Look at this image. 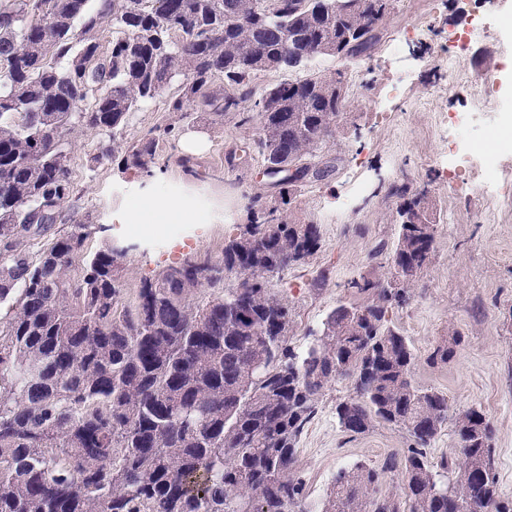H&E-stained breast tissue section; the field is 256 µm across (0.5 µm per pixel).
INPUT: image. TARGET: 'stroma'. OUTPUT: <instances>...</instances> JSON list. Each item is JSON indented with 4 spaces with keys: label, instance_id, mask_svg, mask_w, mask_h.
<instances>
[{
    "label": "stroma",
    "instance_id": "1",
    "mask_svg": "<svg viewBox=\"0 0 512 512\" xmlns=\"http://www.w3.org/2000/svg\"><path fill=\"white\" fill-rule=\"evenodd\" d=\"M510 10L512 0H484L480 11L489 30L469 46L461 76L470 92L463 96L448 92V45L473 21L469 0H398L381 42L359 63L346 67L322 56L304 70L258 75L254 83L263 87L347 71L336 133L321 148L330 171L304 181L287 204L263 175L261 157L249 149L258 134L251 101L222 118L191 105L188 118L175 124L159 97L134 112L116 140L78 130L69 138L74 190L46 235L70 232L81 222L88 226L85 252L113 242L129 246L122 266L131 296L141 281L184 259L222 257L225 243L268 208L278 207L288 223L319 229L317 248L272 283L292 308L288 343L299 349L339 303L363 302L352 281L388 277L385 257L399 230L400 194H426L436 218L431 261L408 302L389 307L386 318L411 343L416 384L446 394L451 412L474 408L490 420L499 491L510 499L512 212L502 213L476 181L449 176L443 163L448 117L473 111L477 97L488 91L484 71L506 62L494 23ZM395 39L402 49L394 56L387 44ZM148 138L158 146L153 175L95 159L100 144L112 141L122 150ZM167 186L190 202L210 199L215 213L207 223L184 225L181 237L160 247L156 234L133 231L131 202ZM455 336L460 342L453 357L431 362L437 343ZM351 393L350 380L329 385L299 439L298 467L308 504L323 500L340 469L358 462L381 466L410 445L406 433L385 424L354 437L343 432L336 406Z\"/></svg>",
    "mask_w": 512,
    "mask_h": 512
}]
</instances>
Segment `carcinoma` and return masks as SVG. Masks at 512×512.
<instances>
[{
	"label": "carcinoma",
	"mask_w": 512,
	"mask_h": 512,
	"mask_svg": "<svg viewBox=\"0 0 512 512\" xmlns=\"http://www.w3.org/2000/svg\"><path fill=\"white\" fill-rule=\"evenodd\" d=\"M394 2L0 0V512H311L296 445L342 378L354 390L336 406L344 432L382 423L412 444L380 467L341 470L318 512H512L490 421L477 409L453 415L445 394L415 386L411 345L384 324L430 262L426 194L402 205L400 217L419 223L400 224L386 256L402 285L389 294L381 280L352 282L366 300L337 305L299 352L288 345L292 310L271 283L314 251L319 232L275 209L218 261L171 267L132 302L112 247L80 257L84 224L34 256L23 249L73 193L68 136L117 134L179 77L166 111L183 120L193 103L222 118L252 99L263 161L316 169L345 80L259 91L253 80L322 55L356 62L378 43ZM108 24L115 36L104 49ZM156 148L150 139L129 146L121 169L152 175ZM229 272L234 288L224 287ZM205 273L213 294L201 299ZM457 343L437 345L432 360L448 362ZM449 423L464 470L426 452ZM388 472L401 476L400 492H382Z\"/></svg>",
	"instance_id": "obj_1"
}]
</instances>
